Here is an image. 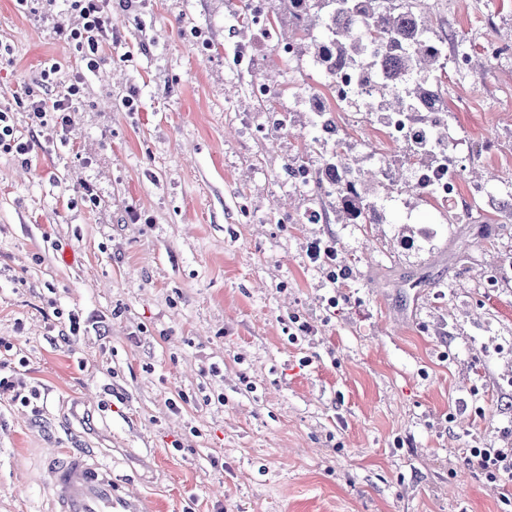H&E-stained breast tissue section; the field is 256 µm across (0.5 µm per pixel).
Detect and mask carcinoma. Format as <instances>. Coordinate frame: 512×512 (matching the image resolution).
Segmentation results:
<instances>
[{
    "mask_svg": "<svg viewBox=\"0 0 512 512\" xmlns=\"http://www.w3.org/2000/svg\"><path fill=\"white\" fill-rule=\"evenodd\" d=\"M419 0H278L286 6L293 25L294 54L308 55L327 75L347 65L373 81L382 98L381 108L391 112L416 109L430 100L445 101L440 71L446 56L426 12L415 11ZM448 146V135L434 134L429 148H408L405 159L414 164ZM349 223H375L365 216L375 210L367 201L365 182L370 176L353 170L341 150L324 164Z\"/></svg>",
    "mask_w": 512,
    "mask_h": 512,
    "instance_id": "carcinoma-1",
    "label": "carcinoma"
}]
</instances>
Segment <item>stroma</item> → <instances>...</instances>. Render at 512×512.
<instances>
[{
  "mask_svg": "<svg viewBox=\"0 0 512 512\" xmlns=\"http://www.w3.org/2000/svg\"><path fill=\"white\" fill-rule=\"evenodd\" d=\"M430 3L448 47L512 33V0ZM105 10L90 72L68 0H0V109L30 145L0 148V372L40 391L0 393V512H50L38 463L70 448L138 512H512L464 462L512 448V280L482 288L512 256V54L446 75L456 213L378 182L381 221L350 224L291 174L335 148L304 104L327 77L270 47L240 68L249 0ZM273 72L269 106L252 88ZM75 82L62 138L34 131L29 100ZM333 118L355 166L401 161L376 113ZM314 239L332 263L309 260Z\"/></svg>",
  "mask_w": 512,
  "mask_h": 512,
  "instance_id": "stroma-1",
  "label": "stroma"
}]
</instances>
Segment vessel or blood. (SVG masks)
I'll use <instances>...</instances> for the list:
<instances>
[{"mask_svg": "<svg viewBox=\"0 0 512 512\" xmlns=\"http://www.w3.org/2000/svg\"><path fill=\"white\" fill-rule=\"evenodd\" d=\"M43 472L52 491V512H134L115 494L111 467L92 451L67 450Z\"/></svg>", "mask_w": 512, "mask_h": 512, "instance_id": "vessel-or-blood-1", "label": "vessel or blood"}]
</instances>
